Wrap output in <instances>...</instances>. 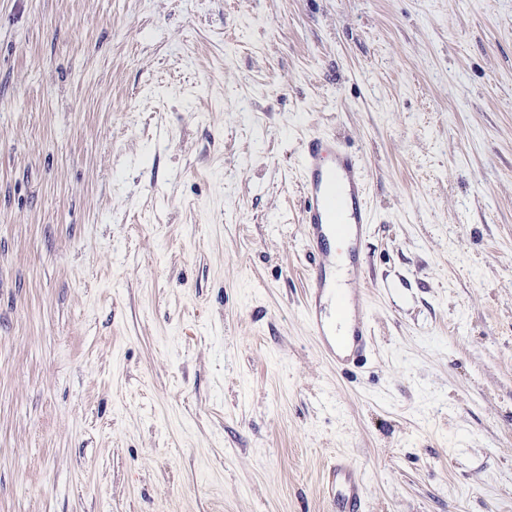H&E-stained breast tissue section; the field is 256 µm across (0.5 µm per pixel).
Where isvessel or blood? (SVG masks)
Instances as JSON below:
<instances>
[{"mask_svg":"<svg viewBox=\"0 0 512 512\" xmlns=\"http://www.w3.org/2000/svg\"><path fill=\"white\" fill-rule=\"evenodd\" d=\"M301 165L300 222L312 260L305 313L327 360L344 370L366 363L372 330L363 292L341 294L332 276L336 256L329 243L341 238L352 251L368 230L371 213L365 201L364 169L355 153L325 135L305 141ZM325 494L335 512H364L362 471L336 458Z\"/></svg>","mask_w":512,"mask_h":512,"instance_id":"obj_1","label":"vessel or blood"}]
</instances>
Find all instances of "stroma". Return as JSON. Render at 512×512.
Listing matches in <instances>:
<instances>
[{"instance_id": "obj_1", "label": "stroma", "mask_w": 512, "mask_h": 512, "mask_svg": "<svg viewBox=\"0 0 512 512\" xmlns=\"http://www.w3.org/2000/svg\"><path fill=\"white\" fill-rule=\"evenodd\" d=\"M359 155L369 363L305 318ZM512 512V0H0V512ZM301 189L303 224L308 256L312 259L306 276L305 313L308 325L320 342L327 360L339 370L365 364L371 350V324L362 290L348 293L342 306L346 316L344 333L336 321L326 319L325 304L341 294L332 270L336 255L329 248L331 238L347 244L351 268L348 281L362 279L352 263L357 241L371 224L365 201L366 182L359 157L347 150L335 137L314 135L303 144L301 152ZM325 494L336 512H365L363 473L339 456L329 469Z\"/></svg>"}]
</instances>
